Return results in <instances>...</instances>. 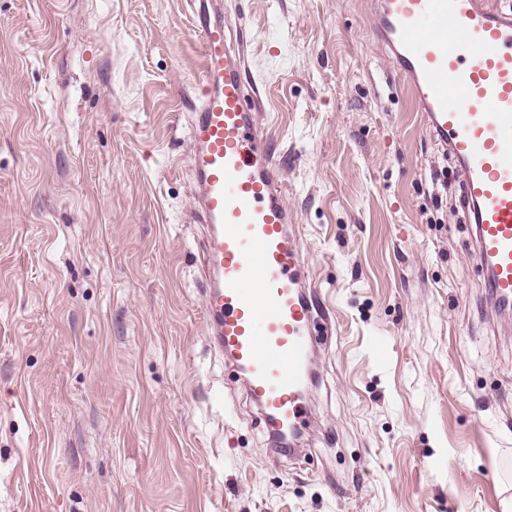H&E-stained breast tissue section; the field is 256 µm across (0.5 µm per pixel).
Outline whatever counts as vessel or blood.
I'll return each instance as SVG.
<instances>
[{
	"mask_svg": "<svg viewBox=\"0 0 512 512\" xmlns=\"http://www.w3.org/2000/svg\"><path fill=\"white\" fill-rule=\"evenodd\" d=\"M369 32L455 162L473 259L496 304L512 306V11L502 0H370ZM201 64L182 96L192 120L195 223L206 225L207 333L242 374L270 436L309 421L312 327L330 322L262 127L245 35L228 41L221 0H195Z\"/></svg>",
	"mask_w": 512,
	"mask_h": 512,
	"instance_id": "obj_1",
	"label": "vessel or blood"
}]
</instances>
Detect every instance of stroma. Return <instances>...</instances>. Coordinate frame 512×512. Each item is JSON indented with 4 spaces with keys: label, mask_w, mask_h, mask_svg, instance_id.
<instances>
[{
    "label": "stroma",
    "mask_w": 512,
    "mask_h": 512,
    "mask_svg": "<svg viewBox=\"0 0 512 512\" xmlns=\"http://www.w3.org/2000/svg\"><path fill=\"white\" fill-rule=\"evenodd\" d=\"M334 313L294 457L208 346L187 0H0V512H502L512 318L363 0H224Z\"/></svg>",
    "instance_id": "1"
}]
</instances>
